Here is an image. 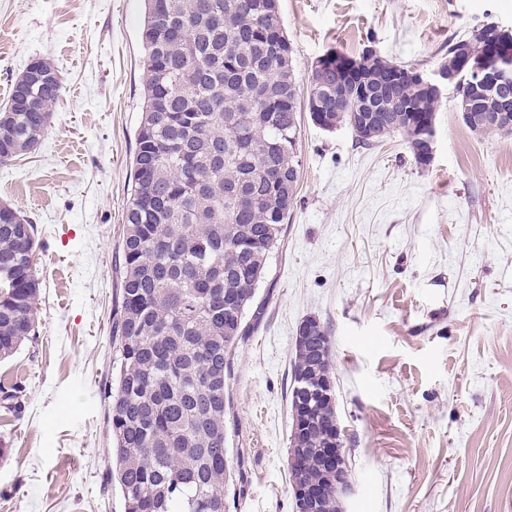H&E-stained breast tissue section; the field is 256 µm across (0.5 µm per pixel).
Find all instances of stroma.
I'll return each instance as SVG.
<instances>
[{
  "label": "stroma",
  "instance_id": "stroma-1",
  "mask_svg": "<svg viewBox=\"0 0 512 512\" xmlns=\"http://www.w3.org/2000/svg\"><path fill=\"white\" fill-rule=\"evenodd\" d=\"M300 87L327 52L371 46L430 72L512 0H278ZM143 0H0V112L34 60L61 82L30 153L0 164V203L37 224L38 337L0 361L25 412L0 414V512H122L112 439L116 263L143 98ZM296 203L234 360L226 418L243 466L227 512H293L287 448L297 330L330 337L351 470L346 512H512V132L472 133L447 91L433 159L397 134L358 144L302 118Z\"/></svg>",
  "mask_w": 512,
  "mask_h": 512
}]
</instances>
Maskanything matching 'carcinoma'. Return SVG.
Here are the masks:
<instances>
[{
	"label": "carcinoma",
	"instance_id": "1",
	"mask_svg": "<svg viewBox=\"0 0 512 512\" xmlns=\"http://www.w3.org/2000/svg\"><path fill=\"white\" fill-rule=\"evenodd\" d=\"M144 102L119 247L121 278L111 324L116 380L104 387L112 437L107 485L123 512H224L236 473L227 467L224 415L231 360L259 323L256 301L269 254L296 199L300 89L276 0H145L140 34ZM512 55V32L448 42L460 71L456 109L499 112L502 87L471 84L488 54ZM337 54L312 68L305 106L319 102L325 130L348 126L371 145L407 138L415 163L430 164L420 135L442 97L412 69L362 54L355 78L339 84ZM54 77L25 89L28 105L0 117V162L32 150L60 96ZM38 227L0 206V358L34 340L41 283L32 263ZM295 339L291 412L299 387L333 376L329 337L315 319ZM22 382H0V409L19 416ZM319 421L305 448H331L333 410L315 400ZM292 485L320 478L301 454Z\"/></svg>",
	"mask_w": 512,
	"mask_h": 512
}]
</instances>
